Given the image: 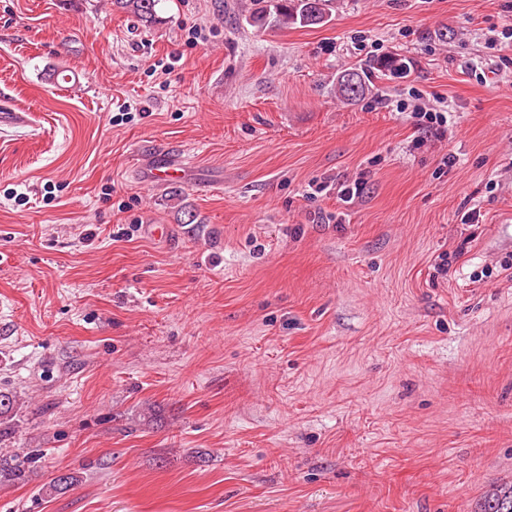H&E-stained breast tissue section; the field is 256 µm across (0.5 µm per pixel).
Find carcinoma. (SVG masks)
Segmentation results:
<instances>
[{
    "label": "carcinoma",
    "mask_w": 512,
    "mask_h": 512,
    "mask_svg": "<svg viewBox=\"0 0 512 512\" xmlns=\"http://www.w3.org/2000/svg\"><path fill=\"white\" fill-rule=\"evenodd\" d=\"M159 0H112V5L126 10L142 22L151 24L156 18ZM335 0H250L247 22L259 28L288 29L322 26L332 17ZM374 72L347 69L336 78V94L344 101H353L368 94L373 85ZM33 460L30 453L0 456V485L25 481L26 464ZM78 482V476L69 473L66 481L57 478L45 487V494L63 495ZM479 512H512V487L495 489L488 493Z\"/></svg>",
    "instance_id": "carcinoma-1"
}]
</instances>
